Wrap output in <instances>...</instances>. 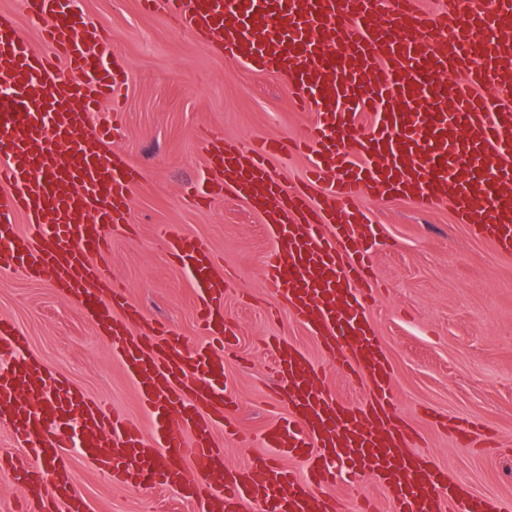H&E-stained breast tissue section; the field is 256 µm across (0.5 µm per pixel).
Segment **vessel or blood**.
Segmentation results:
<instances>
[{
	"label": "vessel or blood",
	"mask_w": 512,
	"mask_h": 512,
	"mask_svg": "<svg viewBox=\"0 0 512 512\" xmlns=\"http://www.w3.org/2000/svg\"><path fill=\"white\" fill-rule=\"evenodd\" d=\"M76 4L23 0L41 23L38 46L0 14V270L76 301L111 342L153 431L49 372L0 317V427L16 448L0 456V474L19 491L16 512H92L67 453L75 445L111 484L204 488L199 512H345L328 492L340 467L349 480L372 479L389 512H505L449 482L395 411L391 367L367 318L375 231L360 201H450L476 236L512 256V104L482 94L512 87V0H140L249 70L286 77L295 105L316 112L296 139H207L215 177L191 194L206 204L229 188L263 216L278 251L265 287L324 353L350 352L338 365L367 381L373 399L339 400L303 349L277 343L272 371L287 415L264 429L266 453L238 467L218 444L239 435L224 380L234 344L226 270L200 238L168 232L169 255L197 288L205 340L188 349L102 266L142 169L109 152V126L90 121L116 99L127 60ZM450 72L465 78L445 83ZM366 112L374 121L358 128ZM285 151L310 158L288 189L269 169ZM280 455L305 462V473Z\"/></svg>",
	"instance_id": "obj_1"
}]
</instances>
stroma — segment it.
Returning a JSON list of instances; mask_svg holds the SVG:
<instances>
[{"instance_id": "obj_1", "label": "stroma", "mask_w": 512, "mask_h": 512, "mask_svg": "<svg viewBox=\"0 0 512 512\" xmlns=\"http://www.w3.org/2000/svg\"><path fill=\"white\" fill-rule=\"evenodd\" d=\"M79 7L112 35L130 63L123 122L112 146L147 172L131 202L135 231L115 234L106 268L131 300L174 329L186 347L201 341L195 288L189 271L170 262L163 234L175 229L203 237L232 272L224 318L234 327L236 345L225 375L241 437L249 443L225 440L224 462L243 464L263 452L264 428L283 414L272 401L267 340L293 342L316 359L321 353L306 329L274 310L263 272L276 251L261 217L230 191L205 208L190 206L184 193L204 174L205 135L241 144L295 137L315 115L292 104L286 78L225 58L179 29L163 10L143 12L139 0H80ZM361 206L378 232L372 254L377 288L368 315L392 364L398 416L422 433V453L451 479L512 503V257L474 236L450 203L423 210L403 197L366 196ZM0 316L20 326L31 351L51 370L146 423L107 340L76 303L21 271L4 270ZM425 406L435 419L422 415ZM442 418L495 430L498 452L458 445L439 426ZM71 460L93 512H196L191 497L161 486H114L79 452Z\"/></svg>"}]
</instances>
